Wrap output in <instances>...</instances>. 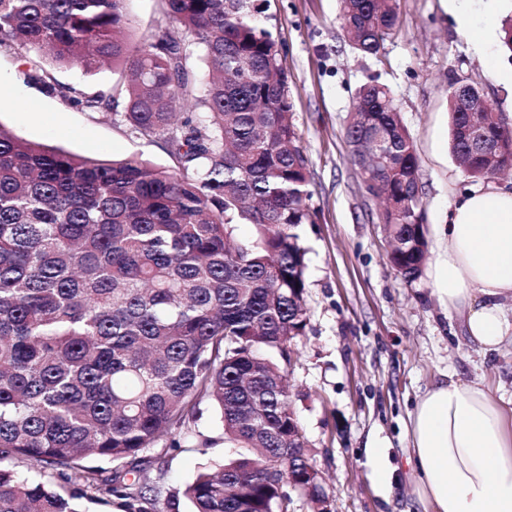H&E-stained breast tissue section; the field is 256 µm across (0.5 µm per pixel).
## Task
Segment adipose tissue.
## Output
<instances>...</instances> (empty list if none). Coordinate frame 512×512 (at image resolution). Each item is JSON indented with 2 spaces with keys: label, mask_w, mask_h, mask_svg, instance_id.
I'll return each instance as SVG.
<instances>
[{
  "label": "adipose tissue",
  "mask_w": 512,
  "mask_h": 512,
  "mask_svg": "<svg viewBox=\"0 0 512 512\" xmlns=\"http://www.w3.org/2000/svg\"><path fill=\"white\" fill-rule=\"evenodd\" d=\"M427 275L480 351L512 344L502 306L512 300V189L475 188L452 203ZM407 434L424 512H512L511 404L449 376L419 399Z\"/></svg>",
  "instance_id": "1"
}]
</instances>
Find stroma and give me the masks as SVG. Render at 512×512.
<instances>
[{"label":"stroma","instance_id":"35a3bbf8","mask_svg":"<svg viewBox=\"0 0 512 512\" xmlns=\"http://www.w3.org/2000/svg\"><path fill=\"white\" fill-rule=\"evenodd\" d=\"M163 0H129L130 41L139 44L165 24ZM512 5L486 0H398L395 37L377 55L358 53L344 37L337 0H267V27L281 47L292 121L307 159L311 223L307 249V326L283 369L305 447L325 479L327 512H421L413 494L408 415L444 374L483 383L512 398V346L482 354L464 333V316L447 312L426 276L406 281L392 268L389 239L351 159L346 127L358 88L386 84L410 132L421 166L426 236L448 221L454 198L475 181L449 148L451 78L475 82L503 123L512 127V59L501 42L476 47L485 27H500ZM496 71H489V64ZM54 79L92 95L123 80L118 67L90 73L57 68ZM0 127L17 137L100 160L130 156L171 164L161 139L131 134L121 116L84 112L30 82L16 52L0 50ZM211 437L209 447L198 445ZM385 445L391 486L375 476L370 447ZM218 417L162 437L145 457L155 500L150 512H190L184 485L202 465L228 458Z\"/></svg>","mask_w":512,"mask_h":512}]
</instances>
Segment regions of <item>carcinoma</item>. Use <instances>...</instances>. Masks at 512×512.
<instances>
[{
  "label": "carcinoma",
  "instance_id": "1",
  "mask_svg": "<svg viewBox=\"0 0 512 512\" xmlns=\"http://www.w3.org/2000/svg\"><path fill=\"white\" fill-rule=\"evenodd\" d=\"M126 0H0V49L23 50L46 93L120 114L168 144L170 167L78 157L0 127V462L64 469V497L0 466V512H78L100 495L145 512L139 478L84 466L137 456L217 407L224 467L184 495L193 512H288V476L312 463L284 379L306 327L310 222L306 158L290 120L280 46L259 0H164L168 24L133 49ZM350 45L375 55L397 29L396 0H340ZM120 65L123 83L86 95L52 67ZM451 150L473 177L512 167V130L449 94ZM382 163L379 220L407 281L428 255L420 162L390 89L356 93L347 127ZM253 236L234 241L236 227Z\"/></svg>",
  "mask_w": 512,
  "mask_h": 512
}]
</instances>
